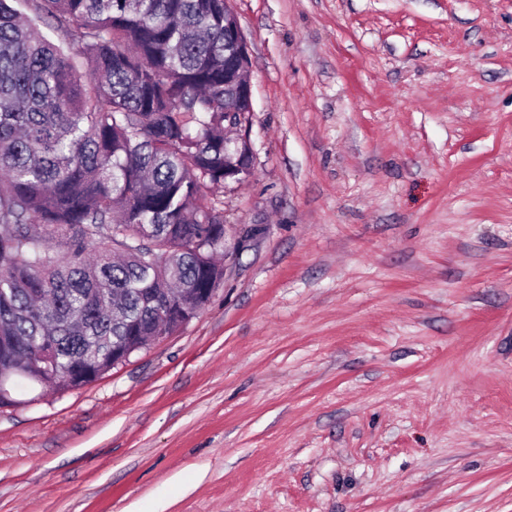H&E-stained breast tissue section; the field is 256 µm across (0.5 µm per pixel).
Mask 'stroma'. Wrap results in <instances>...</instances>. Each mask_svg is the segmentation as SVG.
<instances>
[{
  "instance_id": "stroma-1",
  "label": "stroma",
  "mask_w": 512,
  "mask_h": 512,
  "mask_svg": "<svg viewBox=\"0 0 512 512\" xmlns=\"http://www.w3.org/2000/svg\"><path fill=\"white\" fill-rule=\"evenodd\" d=\"M224 282L0 408V512H512V0H230Z\"/></svg>"
}]
</instances>
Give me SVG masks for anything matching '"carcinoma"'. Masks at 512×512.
Segmentation results:
<instances>
[{
  "label": "carcinoma",
  "mask_w": 512,
  "mask_h": 512,
  "mask_svg": "<svg viewBox=\"0 0 512 512\" xmlns=\"http://www.w3.org/2000/svg\"><path fill=\"white\" fill-rule=\"evenodd\" d=\"M22 2L0 0V367L61 392L179 331L200 306L178 284L221 286L213 192L252 165L239 144L224 166L228 0Z\"/></svg>",
  "instance_id": "cac0c4a2"
}]
</instances>
